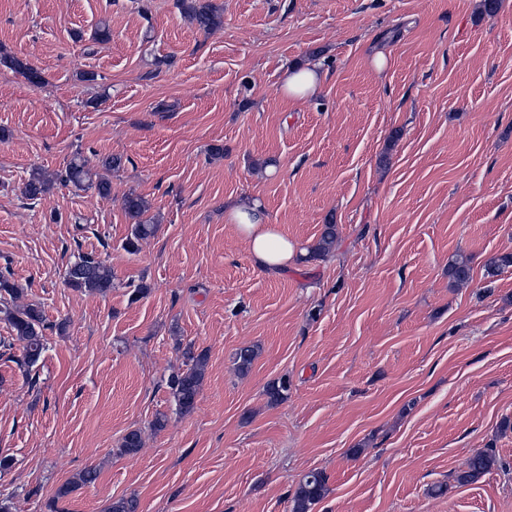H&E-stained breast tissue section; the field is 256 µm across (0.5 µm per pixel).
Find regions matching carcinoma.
I'll use <instances>...</instances> for the list:
<instances>
[{
	"label": "carcinoma",
	"mask_w": 512,
	"mask_h": 512,
	"mask_svg": "<svg viewBox=\"0 0 512 512\" xmlns=\"http://www.w3.org/2000/svg\"><path fill=\"white\" fill-rule=\"evenodd\" d=\"M180 7L192 24L204 31H210L223 23L220 8L213 0H180ZM4 65L22 73L30 83L40 85L44 82L42 74L24 64L16 57H5L0 60ZM55 179L71 184L79 189L93 190L100 197L112 194V182L105 176L91 171L85 161L76 154L62 170L55 174ZM51 179L41 171L34 169L24 182L23 195L30 201H38L48 190ZM123 209L132 221L130 236L124 247L134 252L141 241L155 235L158 225L154 224L148 213L150 203L138 194H127L122 200ZM337 240V228L333 219L323 225L320 236L308 248L306 260L325 258L333 253ZM512 267V253L501 254L492 258L486 265V275L494 277L503 270ZM448 280L452 286L466 285L473 280L470 256L456 252L448 259ZM66 283L77 291L106 293L114 287L112 269L104 260L92 253L82 254L71 262L66 269ZM0 320L5 321L22 343L23 358L20 364L34 366L45 350V330L49 328L41 307L34 304L15 305L0 300ZM184 368L172 374L167 386L175 402L177 410L190 414L201 391L206 370V357L197 354L192 345L182 348ZM142 446V436L138 429L127 432L119 446L124 455L135 454ZM500 461L491 449L476 452L469 460L466 468L455 475V483L463 486L474 483L499 468ZM97 472L93 468L81 471L74 480L58 490L57 496H65L78 485L94 483ZM326 493V477L320 471L308 472L300 482L293 498L292 512H310Z\"/></svg>",
	"instance_id": "carcinoma-1"
}]
</instances>
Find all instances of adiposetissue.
<instances>
[{"label": "adipose tissue", "mask_w": 512, "mask_h": 512, "mask_svg": "<svg viewBox=\"0 0 512 512\" xmlns=\"http://www.w3.org/2000/svg\"><path fill=\"white\" fill-rule=\"evenodd\" d=\"M249 248L252 261L262 270L286 267L295 255V245L268 222L263 205L257 202L237 208L228 215Z\"/></svg>", "instance_id": "adipose-tissue-1"}]
</instances>
